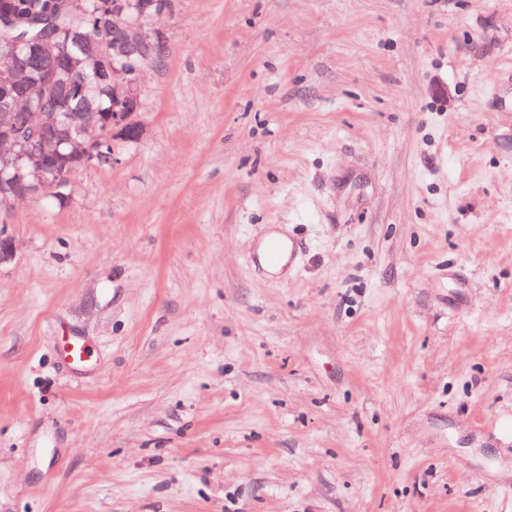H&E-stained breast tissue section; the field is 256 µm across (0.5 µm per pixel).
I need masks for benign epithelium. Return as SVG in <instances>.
Listing matches in <instances>:
<instances>
[{"instance_id": "obj_1", "label": "benign epithelium", "mask_w": 512, "mask_h": 512, "mask_svg": "<svg viewBox=\"0 0 512 512\" xmlns=\"http://www.w3.org/2000/svg\"><path fill=\"white\" fill-rule=\"evenodd\" d=\"M153 6L154 0H124L112 10V24L97 25L92 41L90 52L99 63L97 81L110 89L112 99L125 104L110 117L114 162L121 145L137 143L143 135L139 79L129 78L124 64L158 41L159 32L151 22ZM6 48L13 58L22 50L48 59L59 54L55 33L47 27L32 38L7 41ZM0 89L6 92L0 100V182L12 185L10 194L0 195V212L8 213L17 201L36 198L49 183L56 161L88 158L99 114L45 108L43 102L63 95V81L54 70L14 67Z\"/></svg>"}]
</instances>
